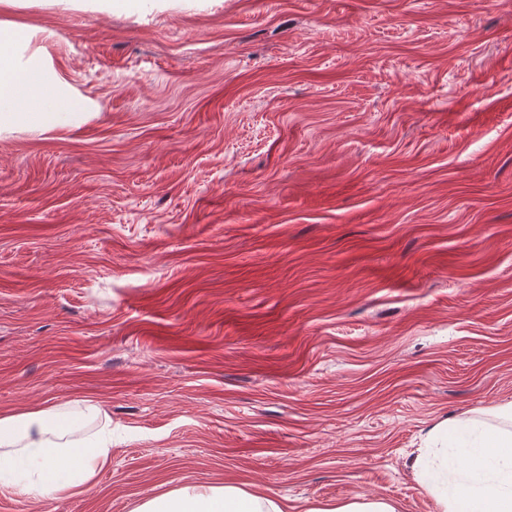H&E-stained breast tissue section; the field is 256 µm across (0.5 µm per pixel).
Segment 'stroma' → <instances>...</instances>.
Masks as SVG:
<instances>
[{"mask_svg":"<svg viewBox=\"0 0 512 512\" xmlns=\"http://www.w3.org/2000/svg\"><path fill=\"white\" fill-rule=\"evenodd\" d=\"M90 103L0 131V411L77 398L112 462L436 512L428 432L512 401V0L2 4ZM80 9L91 12L112 14V12L143 11L147 4L145 0H61Z\"/></svg>","mask_w":512,"mask_h":512,"instance_id":"1","label":"stroma"}]
</instances>
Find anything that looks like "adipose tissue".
I'll return each instance as SVG.
<instances>
[{
  "instance_id": "ef3b65f1",
  "label": "adipose tissue",
  "mask_w": 512,
  "mask_h": 512,
  "mask_svg": "<svg viewBox=\"0 0 512 512\" xmlns=\"http://www.w3.org/2000/svg\"><path fill=\"white\" fill-rule=\"evenodd\" d=\"M28 29L0 22V129L65 112L73 99L68 83L43 62L25 58ZM93 433L78 437L84 424ZM111 418L102 403L85 401L77 415L49 404L0 412V488L33 500L80 493L112 461ZM467 466L449 480L455 453ZM412 470L435 502L436 512H512V401L484 418L439 423ZM131 512H285L266 493L224 483L184 485L139 499Z\"/></svg>"
}]
</instances>
